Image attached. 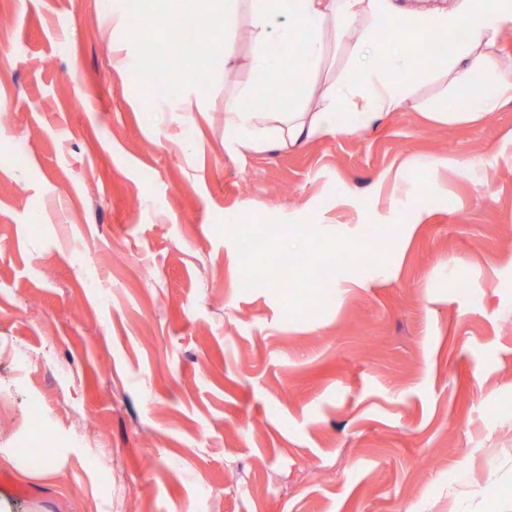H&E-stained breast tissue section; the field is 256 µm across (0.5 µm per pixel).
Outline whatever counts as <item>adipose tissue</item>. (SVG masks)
Segmentation results:
<instances>
[{
  "label": "adipose tissue",
  "instance_id": "obj_1",
  "mask_svg": "<svg viewBox=\"0 0 512 512\" xmlns=\"http://www.w3.org/2000/svg\"><path fill=\"white\" fill-rule=\"evenodd\" d=\"M168 30L194 18L232 30L251 28L249 66L266 74L264 87L246 86L225 105L224 131L236 145L292 150L323 135H357L409 105L428 67L409 51L411 34L440 45L437 62L455 92L443 121L476 120L512 103V69L494 50L512 31V0H164ZM351 71L326 83L314 104L302 84L319 70L332 43L348 33ZM394 33V41L383 33ZM279 52H271V44ZM287 101L284 112H259L260 102Z\"/></svg>",
  "mask_w": 512,
  "mask_h": 512
}]
</instances>
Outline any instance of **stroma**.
<instances>
[{
    "label": "stroma",
    "mask_w": 512,
    "mask_h": 512,
    "mask_svg": "<svg viewBox=\"0 0 512 512\" xmlns=\"http://www.w3.org/2000/svg\"><path fill=\"white\" fill-rule=\"evenodd\" d=\"M140 13L0 0V512H512V103L433 120V72L362 135L228 147L254 71L152 96L179 35L114 68ZM349 238L384 263L316 283Z\"/></svg>",
    "instance_id": "1"
}]
</instances>
